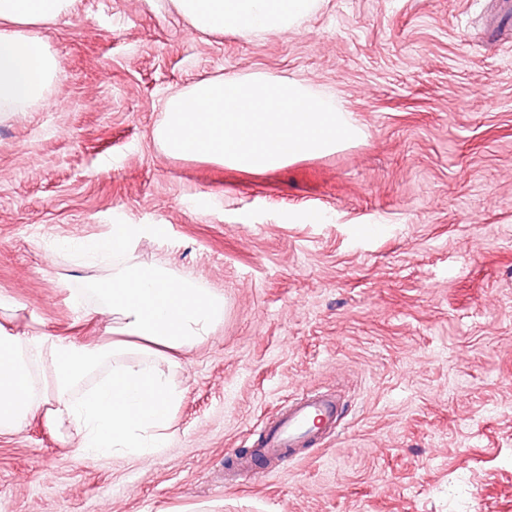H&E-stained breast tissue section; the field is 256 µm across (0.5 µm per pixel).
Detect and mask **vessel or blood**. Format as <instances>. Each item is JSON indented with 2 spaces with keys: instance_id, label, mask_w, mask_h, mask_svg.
<instances>
[{
  "instance_id": "vessel-or-blood-1",
  "label": "vessel or blood",
  "mask_w": 512,
  "mask_h": 512,
  "mask_svg": "<svg viewBox=\"0 0 512 512\" xmlns=\"http://www.w3.org/2000/svg\"><path fill=\"white\" fill-rule=\"evenodd\" d=\"M340 405L337 394L329 389H311L289 399L274 420L265 423L257 446L264 458L288 462L295 449L315 445L335 428Z\"/></svg>"
}]
</instances>
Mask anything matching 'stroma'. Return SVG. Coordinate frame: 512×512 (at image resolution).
<instances>
[{
	"mask_svg": "<svg viewBox=\"0 0 512 512\" xmlns=\"http://www.w3.org/2000/svg\"><path fill=\"white\" fill-rule=\"evenodd\" d=\"M496 0H324L297 29L202 34L170 0H75L39 33L51 104L0 123V295L11 325L103 342L112 275L60 239L137 242L222 293L168 373L156 456L90 464L42 417L0 436V512H512V29ZM263 73L333 96L358 140L245 174L167 155L169 94ZM320 210L323 221L302 216ZM82 293L75 306L71 292ZM338 427L236 481L259 426L307 389Z\"/></svg>",
	"mask_w": 512,
	"mask_h": 512,
	"instance_id": "stroma-1",
	"label": "stroma"
}]
</instances>
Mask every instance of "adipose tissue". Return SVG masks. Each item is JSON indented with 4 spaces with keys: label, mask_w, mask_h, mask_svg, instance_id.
<instances>
[{
    "label": "adipose tissue",
    "mask_w": 512,
    "mask_h": 512,
    "mask_svg": "<svg viewBox=\"0 0 512 512\" xmlns=\"http://www.w3.org/2000/svg\"><path fill=\"white\" fill-rule=\"evenodd\" d=\"M74 0H0V121L48 107L61 72L34 26L67 15ZM201 33L229 31L254 40L296 29L320 0H170ZM145 224H116L80 244L61 242L78 263L112 268L93 309L110 342L0 324V435L23 429L38 414L57 433L78 437L77 451L96 462L120 454L148 458L166 444L182 391L159 369L211 335L224 317L223 296L174 268L134 253Z\"/></svg>",
    "instance_id": "obj_1"
}]
</instances>
